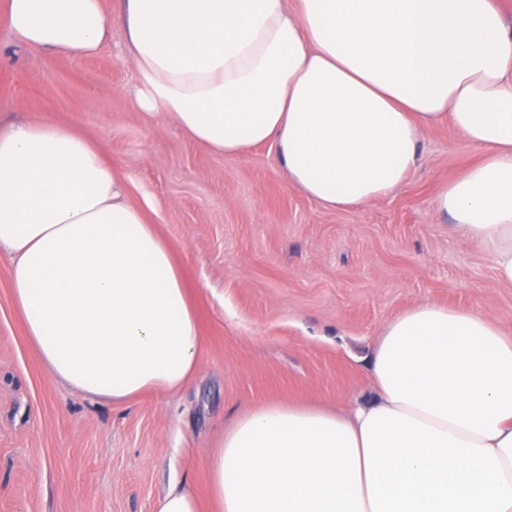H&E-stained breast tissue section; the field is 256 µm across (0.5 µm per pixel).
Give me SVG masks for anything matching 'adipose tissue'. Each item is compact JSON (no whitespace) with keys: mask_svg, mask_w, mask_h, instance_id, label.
<instances>
[{"mask_svg":"<svg viewBox=\"0 0 512 512\" xmlns=\"http://www.w3.org/2000/svg\"><path fill=\"white\" fill-rule=\"evenodd\" d=\"M19 44L95 54L124 33L136 107L198 145L275 147L334 209L394 193L442 123L483 149L435 207L512 283V17L494 0H6ZM0 250L48 373L115 403L200 367L196 307L170 245L103 144L46 118L0 129ZM373 392L341 408L264 403L208 456L209 500L153 512H512V336L474 308L423 304L374 348Z\"/></svg>","mask_w":512,"mask_h":512,"instance_id":"ef3b65f1","label":"adipose tissue"}]
</instances>
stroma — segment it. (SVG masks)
Here are the masks:
<instances>
[{
  "instance_id": "obj_1",
  "label": "stroma",
  "mask_w": 512,
  "mask_h": 512,
  "mask_svg": "<svg viewBox=\"0 0 512 512\" xmlns=\"http://www.w3.org/2000/svg\"><path fill=\"white\" fill-rule=\"evenodd\" d=\"M121 43L116 28L97 54L47 62L0 15V125L51 116L101 140L182 266L201 368L178 391L119 405L64 387L26 342L1 255L0 512H153L174 483L206 497L224 427L266 402L368 396L382 329L416 305L474 307L512 336V284L434 205L478 148L438 125L399 190L326 210L289 183L274 148L217 155L139 112Z\"/></svg>"
}]
</instances>
